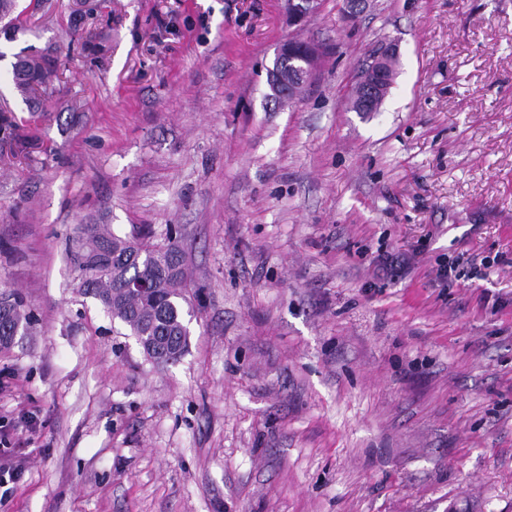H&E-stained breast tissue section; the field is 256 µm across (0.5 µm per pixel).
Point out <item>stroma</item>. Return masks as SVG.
<instances>
[{"label":"stroma","mask_w":512,"mask_h":512,"mask_svg":"<svg viewBox=\"0 0 512 512\" xmlns=\"http://www.w3.org/2000/svg\"><path fill=\"white\" fill-rule=\"evenodd\" d=\"M18 5L0 293L33 324L0 346L25 469L0 512H512V0H319L299 25L284 0ZM291 38L319 58L284 106ZM391 41L380 111H351ZM44 52L31 103L12 65ZM85 224L178 226V363L79 292Z\"/></svg>","instance_id":"obj_1"}]
</instances>
